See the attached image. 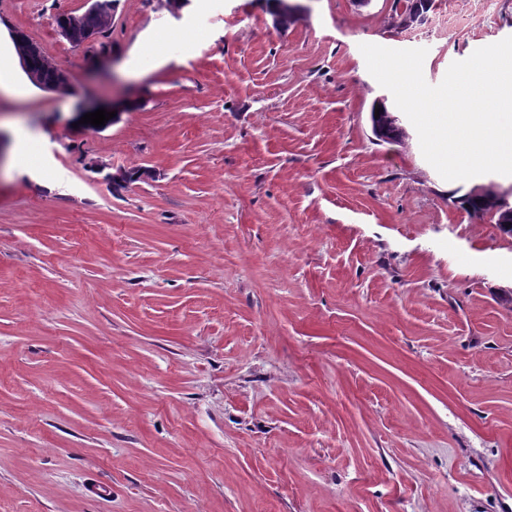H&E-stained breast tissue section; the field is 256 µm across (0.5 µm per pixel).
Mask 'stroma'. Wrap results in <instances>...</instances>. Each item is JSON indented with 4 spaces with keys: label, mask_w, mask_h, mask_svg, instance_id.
Masks as SVG:
<instances>
[{
    "label": "stroma",
    "mask_w": 512,
    "mask_h": 512,
    "mask_svg": "<svg viewBox=\"0 0 512 512\" xmlns=\"http://www.w3.org/2000/svg\"><path fill=\"white\" fill-rule=\"evenodd\" d=\"M308 5L0 0L71 79L0 90V512H512V236L453 202L512 178L377 140L359 49L435 85L512 0ZM101 1V9L99 2ZM91 5L83 12L70 13L68 21L58 26V32L66 40L71 38V29L78 26L85 15L95 14L100 10L99 15H93L86 18L84 25L92 27L93 31L99 36L107 37L112 22V12L114 11L117 0H90ZM301 0H282L277 11L283 16L274 15V23L281 28H287L291 20H301L306 17L307 9L299 2Z\"/></svg>",
    "instance_id": "obj_1"
}]
</instances>
